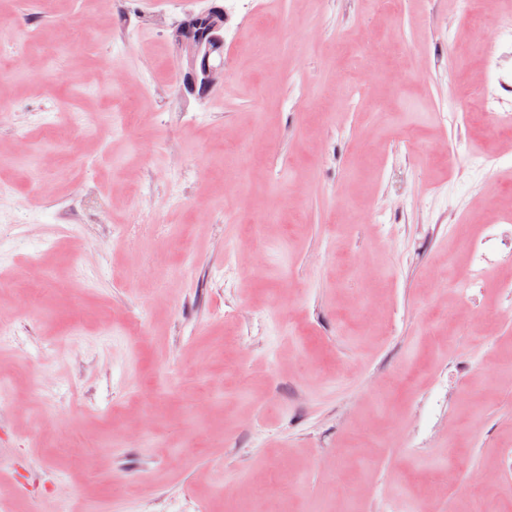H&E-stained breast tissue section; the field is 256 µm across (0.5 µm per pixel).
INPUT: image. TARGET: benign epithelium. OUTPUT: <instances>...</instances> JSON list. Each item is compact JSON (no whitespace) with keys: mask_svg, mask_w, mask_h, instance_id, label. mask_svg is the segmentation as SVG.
Masks as SVG:
<instances>
[{"mask_svg":"<svg viewBox=\"0 0 512 512\" xmlns=\"http://www.w3.org/2000/svg\"><path fill=\"white\" fill-rule=\"evenodd\" d=\"M226 12L219 0L198 12H189L172 32L183 87L199 97L215 89L224 76Z\"/></svg>","mask_w":512,"mask_h":512,"instance_id":"obj_1","label":"benign epithelium"}]
</instances>
